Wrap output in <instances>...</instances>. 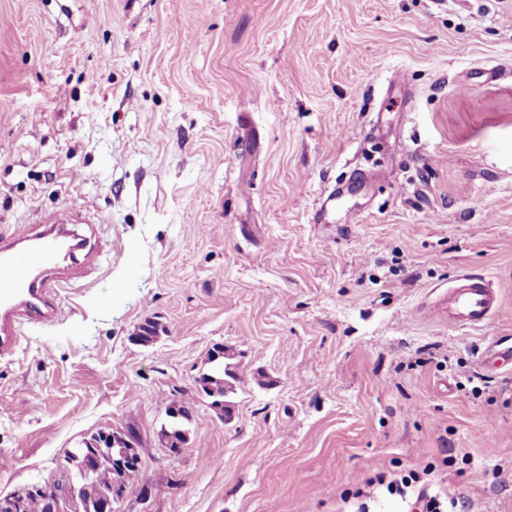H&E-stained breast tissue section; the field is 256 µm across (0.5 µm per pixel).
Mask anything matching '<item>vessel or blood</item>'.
Returning <instances> with one entry per match:
<instances>
[{
	"mask_svg": "<svg viewBox=\"0 0 512 512\" xmlns=\"http://www.w3.org/2000/svg\"><path fill=\"white\" fill-rule=\"evenodd\" d=\"M89 217L60 208L45 214L39 231L22 238L0 237V358L19 345L17 326L50 323L57 314V299L73 268L97 266L100 253L85 235ZM501 307L499 294L485 274H457L445 292L431 303V312L454 328L486 326ZM486 367L512 364V343L488 348Z\"/></svg>",
	"mask_w": 512,
	"mask_h": 512,
	"instance_id": "1",
	"label": "vessel or blood"
}]
</instances>
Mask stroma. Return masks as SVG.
Listing matches in <instances>:
<instances>
[{"instance_id":"1","label":"stroma","mask_w":512,"mask_h":512,"mask_svg":"<svg viewBox=\"0 0 512 512\" xmlns=\"http://www.w3.org/2000/svg\"><path fill=\"white\" fill-rule=\"evenodd\" d=\"M63 206L101 260L0 359V497L130 426L118 512H410L365 479L445 456L437 490L512 512V372L481 364L512 341V0H0V234ZM466 270L502 297L480 330L425 308ZM208 361L213 365L212 369L209 373L205 372L202 375L200 374L198 378H196V383L205 396L211 399L210 405L213 406L218 401L227 404L228 402L224 400V396L227 393L224 376L228 375L226 374V368L224 370V357L214 359V357L209 354Z\"/></svg>"}]
</instances>
